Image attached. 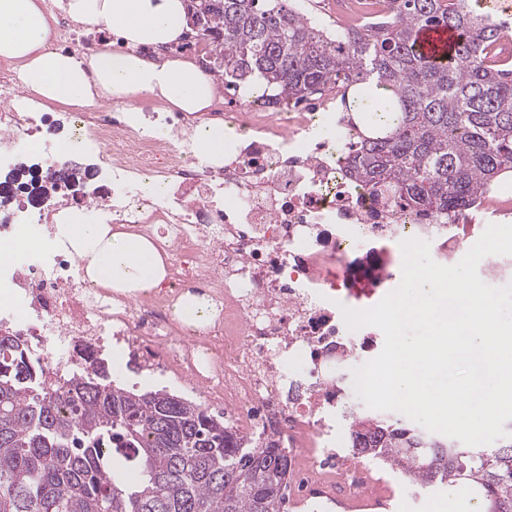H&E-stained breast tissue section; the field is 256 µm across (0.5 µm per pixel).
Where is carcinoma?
I'll use <instances>...</instances> for the list:
<instances>
[{
    "label": "carcinoma",
    "mask_w": 512,
    "mask_h": 512,
    "mask_svg": "<svg viewBox=\"0 0 512 512\" xmlns=\"http://www.w3.org/2000/svg\"><path fill=\"white\" fill-rule=\"evenodd\" d=\"M384 2L361 30H332L287 0H189L188 10L221 39L224 80L261 84L257 102L334 87L348 111L373 101L341 155L351 178L417 211L470 213L512 172V58L497 52L509 25L477 0ZM427 27L465 33L448 64L416 48ZM352 439L412 483H464L512 512V440L465 448L381 419L356 422ZM290 477L278 440L255 443L165 389L140 393L99 356L61 382L0 329V512H286Z\"/></svg>",
    "instance_id": "carcinoma-1"
}]
</instances>
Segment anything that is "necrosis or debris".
Returning a JSON list of instances; mask_svg holds the SVG:
<instances>
[{
  "mask_svg": "<svg viewBox=\"0 0 512 512\" xmlns=\"http://www.w3.org/2000/svg\"><path fill=\"white\" fill-rule=\"evenodd\" d=\"M135 52L156 62L192 54L214 71L215 48L200 35ZM20 83L1 59L0 181L35 172L45 195L39 207L26 188L0 195V243L14 245L0 259L11 297L0 328L31 337L62 380L83 358L126 346L142 371L189 385L234 430L280 439L297 512H387L397 486L359 463L351 438L350 370L381 353V331H348L340 308L368 309L395 290L386 257L403 240L428 241L436 263H458L487 225L512 222V188L478 200L472 215L436 217L359 185L340 162L352 131L332 94L256 106L228 92L220 109L135 121L127 99L46 112ZM209 125L232 135L220 167L188 148ZM66 141L76 160L64 158ZM78 218L152 240L166 261L160 286L123 295L91 284L66 243ZM22 232L30 244H18ZM187 292L218 310L205 333L172 317Z\"/></svg>",
  "mask_w": 512,
  "mask_h": 512,
  "instance_id": "necrosis-or-debris-1",
  "label": "necrosis or debris"
}]
</instances>
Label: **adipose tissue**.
Here are the masks:
<instances>
[{"instance_id": "obj_1", "label": "adipose tissue", "mask_w": 512, "mask_h": 512, "mask_svg": "<svg viewBox=\"0 0 512 512\" xmlns=\"http://www.w3.org/2000/svg\"><path fill=\"white\" fill-rule=\"evenodd\" d=\"M58 7L83 26L118 27L132 47L174 42L187 28L185 0H60ZM50 32L40 0H0V57L17 61L29 90L47 103L84 109L103 99L154 97L183 112H201L213 102L215 83L191 63H150L108 45L89 57L67 54L51 49ZM69 241L99 286L141 293L165 277L146 239L77 224Z\"/></svg>"}]
</instances>
